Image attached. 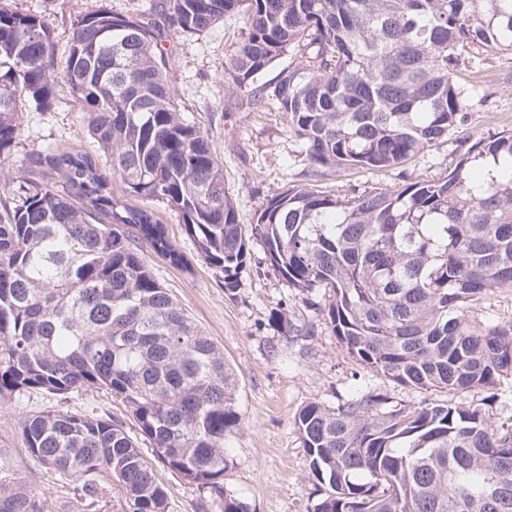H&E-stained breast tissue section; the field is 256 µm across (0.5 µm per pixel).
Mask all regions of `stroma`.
<instances>
[{
	"instance_id": "35a3bbf8",
	"label": "stroma",
	"mask_w": 512,
	"mask_h": 512,
	"mask_svg": "<svg viewBox=\"0 0 512 512\" xmlns=\"http://www.w3.org/2000/svg\"><path fill=\"white\" fill-rule=\"evenodd\" d=\"M158 0H9L22 12H47L59 47H66L73 20L84 11L104 5L116 13L144 10ZM245 33L240 15L225 16L223 24L198 36L174 34L171 79L182 116L208 129L224 164V189L232 198L239 223L255 222L267 195L287 186H309L339 198L359 190H393L400 180L395 171L339 172L313 170L300 144L272 100L247 86L234 93L224 90V68L234 58ZM479 81L486 89L483 102L473 103L464 125L449 132L425 156L407 162L406 169L421 180H436L457 163L460 148L503 131H512V56L487 53L479 66ZM25 148H55L99 156L89 135L82 106L60 85L53 111L25 115ZM143 206V199L130 198ZM166 224L173 243L184 253L186 268H176L151 250L143 256L155 277L224 352L237 379L236 397L242 428L227 443L229 466L224 487L247 506V512H313L320 492L311 476L306 454L294 426L298 409L316 401L333 407L358 392L380 393L398 405H419L423 400H444L481 405L497 425L512 426V377L503 379L499 396L485 392L421 391L398 385L355 363L341 348L325 319L329 297L324 290L301 293L290 288L265 260L259 241L250 244V262L235 293H227L221 273L205 264L182 218L167 205L148 203ZM282 312L293 324L286 332L271 322ZM67 410L88 407L123 422L127 433L140 432L124 404L97 392L72 395L62 402L39 397L22 406L0 409V439L20 446L22 410ZM169 512H202L195 486L164 467H157Z\"/></svg>"
}]
</instances>
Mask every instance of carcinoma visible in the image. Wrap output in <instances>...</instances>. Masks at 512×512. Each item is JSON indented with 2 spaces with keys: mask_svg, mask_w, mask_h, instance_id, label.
Listing matches in <instances>:
<instances>
[{
  "mask_svg": "<svg viewBox=\"0 0 512 512\" xmlns=\"http://www.w3.org/2000/svg\"><path fill=\"white\" fill-rule=\"evenodd\" d=\"M241 13L245 36L224 88L256 82L317 168L393 170L467 120L480 83L458 77L489 51L512 54V0H166L104 6L72 24L63 78L104 153L24 150L27 112L57 102V46L43 15L0 5V404L36 392L120 399L164 467L215 512H246L224 488V442L241 430L224 354L154 276L143 246L187 267L166 226L112 183L176 210L200 258L234 293L254 238L302 293L328 291L326 320L364 369L420 390H484L512 376V319L477 321L475 302L512 288V133L471 145L447 176L402 174L393 191L338 199L296 186L238 223L209 131L185 122L168 31L199 35ZM362 392L294 416L314 512H512V429L472 404L385 407ZM23 447L0 439V512H44L31 476L89 512H169L153 466L112 416L28 411Z\"/></svg>",
  "mask_w": 512,
  "mask_h": 512,
  "instance_id": "carcinoma-1",
  "label": "carcinoma"
}]
</instances>
